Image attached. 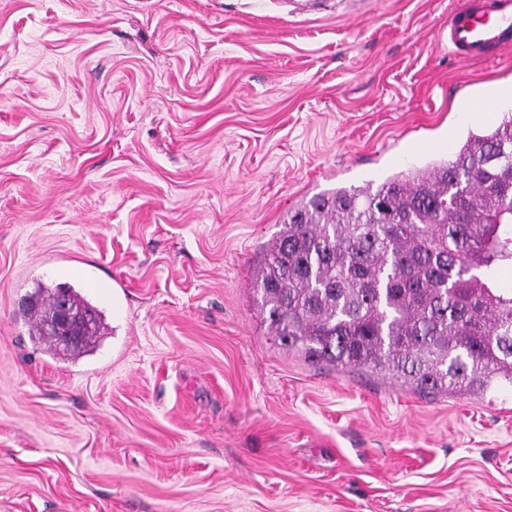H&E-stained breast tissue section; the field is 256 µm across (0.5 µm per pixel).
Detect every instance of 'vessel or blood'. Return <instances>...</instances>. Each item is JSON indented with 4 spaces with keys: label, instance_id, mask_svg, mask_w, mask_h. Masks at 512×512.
I'll return each mask as SVG.
<instances>
[{
    "label": "vessel or blood",
    "instance_id": "vessel-or-blood-1",
    "mask_svg": "<svg viewBox=\"0 0 512 512\" xmlns=\"http://www.w3.org/2000/svg\"><path fill=\"white\" fill-rule=\"evenodd\" d=\"M440 40L464 61H488L512 53V0H462Z\"/></svg>",
    "mask_w": 512,
    "mask_h": 512
}]
</instances>
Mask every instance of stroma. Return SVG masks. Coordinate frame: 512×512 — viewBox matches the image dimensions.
<instances>
[{"label":"stroma","mask_w":512,"mask_h":512,"mask_svg":"<svg viewBox=\"0 0 512 512\" xmlns=\"http://www.w3.org/2000/svg\"><path fill=\"white\" fill-rule=\"evenodd\" d=\"M458 2L0 0V512H512L511 389L308 366L251 282L302 200L512 110L466 118L512 58L438 43ZM40 283L93 352L33 343ZM61 288H64L68 299L73 305L82 308L85 313H88V310L92 311L97 318L94 328H90L87 331V337L85 336L86 339L82 347L70 352L61 351L50 336L58 337L64 345L74 346L80 342L81 333L84 327L91 325V320L88 316H82V314L77 311L76 307L71 306L67 296L62 292L59 293ZM58 294L59 303L55 307ZM26 299L29 301V305L25 307V312H27L31 318H34V325L32 323L30 336L38 343L47 346V349L51 351L53 355L61 359H77L92 352L98 339L103 336L108 329L102 312L78 291H75L69 286H56L55 289H52L43 284H38ZM52 308L54 309L49 313L44 324V332L47 335L44 336L42 319Z\"/></svg>","instance_id":"stroma-1"}]
</instances>
